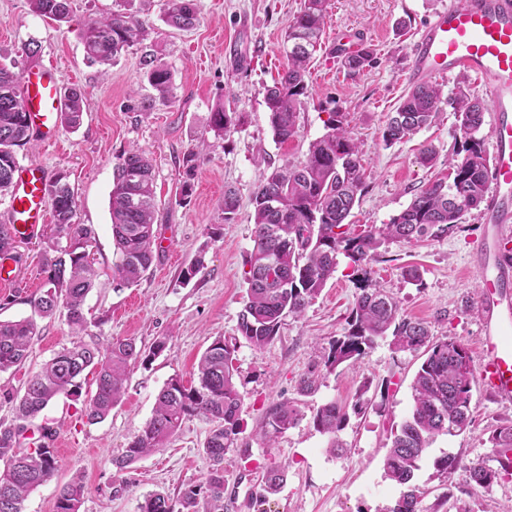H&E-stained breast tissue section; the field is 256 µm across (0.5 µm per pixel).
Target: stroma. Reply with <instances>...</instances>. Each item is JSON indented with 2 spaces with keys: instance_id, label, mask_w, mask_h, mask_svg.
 I'll list each match as a JSON object with an SVG mask.
<instances>
[{
  "instance_id": "35a3bbf8",
  "label": "stroma",
  "mask_w": 512,
  "mask_h": 512,
  "mask_svg": "<svg viewBox=\"0 0 512 512\" xmlns=\"http://www.w3.org/2000/svg\"><path fill=\"white\" fill-rule=\"evenodd\" d=\"M447 2L329 0L322 48L306 77L300 134L280 143L270 128L265 89L285 67L282 44L301 0H195L199 22L188 31L162 22V0H132L130 11L148 22L150 32L142 49L123 53L106 68L87 63L78 28L86 18L110 15L119 0H71L72 20L65 25L35 14L28 0H0V66L20 73L34 63L56 67L60 85L83 94L81 127L60 130L56 147L34 142L19 150L18 160L23 166L39 163L50 172L66 173L75 191L76 221L95 233L91 251L99 276L84 304L88 334L103 344L131 338L144 349L157 339L167 341L166 350L151 362L131 366L124 395L103 422H88L81 414L95 391L86 380L78 395L58 396L27 423L28 438L44 426L55 430L57 471L28 496L23 512H54L59 486L76 475L86 485L80 512H139L151 493L176 497L188 485L204 481L209 462L202 447L211 425L201 417L186 420L166 448L125 471H117L112 458L150 418L156 396L170 378L195 385L198 360L219 336L236 342L234 380L243 419L237 447L224 458V512H381L400 497L403 488L385 478L383 459L393 429L413 408L411 383L422 352H397L389 338H379L356 365L322 369L316 390L307 396L298 393L301 378L320 366L330 341L343 334L359 293L348 259L339 258L321 294L300 317L286 318L279 336L265 347L240 337L238 318L247 291L243 268L252 247L255 186L264 170L302 161L310 143L325 134L329 113H345L360 146L365 184L348 218L353 226L389 223L426 184L446 175L448 156L460 140L453 104L457 88L480 99L486 96L473 76L439 77L446 100L431 126L392 144L384 142L382 132L411 87L403 75L412 36ZM339 30L356 45L371 46L376 64L355 72L344 68L333 41ZM31 45L37 56H28ZM145 50L173 73L168 101L155 99L143 75ZM219 104L244 115L243 123L223 138L208 127ZM203 140L207 157L192 195L181 199L183 157ZM427 145L438 152L431 167L419 161ZM133 148L145 150L154 165L156 245L145 277L121 286L113 276L117 254L109 193L115 163ZM228 185L239 199L237 218L230 224L224 221ZM483 227L482 210H470L447 235L391 242L370 266L373 281L397 300L401 314L427 322L436 338L461 341L474 362L481 327L473 254ZM52 233L47 223L37 235L18 241L15 254L23 279L17 287L0 288L1 320L33 316L30 300L42 291L45 243ZM198 258L201 270L184 279V271ZM410 267L419 269L421 284L404 279ZM37 326L29 358L0 374V385L21 388L75 339L65 313L38 319ZM361 395L371 401L368 412L351 417L340 432L345 452L329 453V437L314 429L313 413L325 403L348 404ZM286 399L299 401L303 419L265 438L260 428L267 410ZM471 416L462 434L436 439L415 473L424 512H456L460 506L471 512H507L512 507V475L480 487L470 483L465 471L474 462H491L488 438L494 429L512 424V403L497 401L477 387ZM445 454L455 456L459 465L442 474L434 460ZM273 462L287 466V480L262 503L255 494L264 468Z\"/></svg>"
}]
</instances>
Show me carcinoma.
Wrapping results in <instances>:
<instances>
[{"mask_svg":"<svg viewBox=\"0 0 512 512\" xmlns=\"http://www.w3.org/2000/svg\"><path fill=\"white\" fill-rule=\"evenodd\" d=\"M327 0H303L288 23L282 44L287 66L279 81L267 89L265 105L274 137L286 142L298 135L299 108L307 96L309 65L322 46ZM34 12L57 22L70 19L69 0H30ZM163 21L179 30L199 22L194 0H163ZM148 24L137 15L117 10L109 16L84 20L79 29L86 59L110 65L122 53L143 44ZM375 63L373 52L363 48L345 58L344 66L360 71ZM148 82L157 95L172 96L171 70L153 54L141 60ZM22 76L0 67V193L9 192L18 169L17 149L31 141L28 116L19 88ZM441 87L429 81L412 86L389 118L382 137L387 143L407 139L430 126L441 111ZM460 144L448 158L452 182L437 179L387 224L356 230L346 223L364 189V172L357 143L349 135L342 112L328 113L326 135L312 142L304 161L285 164L261 175L252 196V249L245 261L246 300L239 315L240 335L261 348L279 334L283 319L300 316L336 273L337 257L350 260L362 273L360 293L348 316L345 333L329 343L323 366L333 370L355 363L372 348L378 337H391L395 351H418L424 360L411 383L414 406L409 417L393 433L384 458L388 479L406 491L382 512H423L418 487L411 484L420 461L437 437L456 436L471 424V397L475 375L470 356L455 339H436L430 326L399 312L397 301L372 284L369 265L389 242L439 237L456 226L463 214L485 201L492 179V161L483 134L487 107L478 98L459 91ZM62 127L74 132L83 121L82 94L75 88L63 91ZM241 123V113L228 112L218 104L210 114L209 128L223 137ZM203 151L184 156L180 180L182 198L191 196ZM154 169L147 154L131 149L118 158L109 196L112 237L117 249L115 277L124 285L138 283L153 262L155 190ZM51 202L56 236L48 245L43 265L42 293L30 301L41 316L64 309L70 327L80 334L87 329L84 302L93 286L96 270L87 247L91 227L76 223L73 188L63 172L46 187ZM238 211L236 191L224 189V222L232 223ZM67 244L61 245L60 240ZM32 318L0 321V373L24 364L37 338ZM167 348L156 340L147 350L131 338H113L101 345L81 339L58 351L25 384L24 392L3 389L0 394L15 403L19 424H0V512H22L25 497L51 480L57 469L55 431L43 427L32 444L20 441V422L34 418L61 393H74L81 379L93 375L96 390L82 409L90 422H101L120 402L128 367L147 364ZM236 344L222 337L212 341L198 363L197 385L184 386L175 376L159 391L151 418L113 459L122 471L140 459L165 448L183 422L202 417L211 423L203 444L211 462L205 482L192 485L176 498L162 492L145 497L140 512H224V455L241 433V397L234 383ZM369 402L357 398L341 405L329 402L311 417L321 434L333 437L331 451L343 447L338 433L350 414L365 413ZM302 413L293 401L273 405L261 431L273 437L298 424ZM498 468L484 462L467 467L469 481L489 486L512 473V425L495 429L488 438ZM286 477L280 465L269 467L262 480L260 501L276 494ZM85 485L73 479L59 489L55 512H80Z\"/></svg>","mask_w":512,"mask_h":512,"instance_id":"1","label":"carcinoma"}]
</instances>
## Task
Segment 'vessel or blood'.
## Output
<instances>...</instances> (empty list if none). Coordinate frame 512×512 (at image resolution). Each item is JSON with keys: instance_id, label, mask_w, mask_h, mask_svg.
<instances>
[{"instance_id": "vessel-or-blood-1", "label": "vessel or blood", "mask_w": 512, "mask_h": 512, "mask_svg": "<svg viewBox=\"0 0 512 512\" xmlns=\"http://www.w3.org/2000/svg\"><path fill=\"white\" fill-rule=\"evenodd\" d=\"M411 81L465 72L483 84L491 104L493 188L484 211V230L474 261L480 276V386L498 400L512 402V313L501 307L505 272L512 267V0H449L412 38L406 68ZM22 97L35 139H59L62 107L53 69L30 66ZM44 166L20 167L4 218L14 235L29 237L47 223Z\"/></svg>"}]
</instances>
